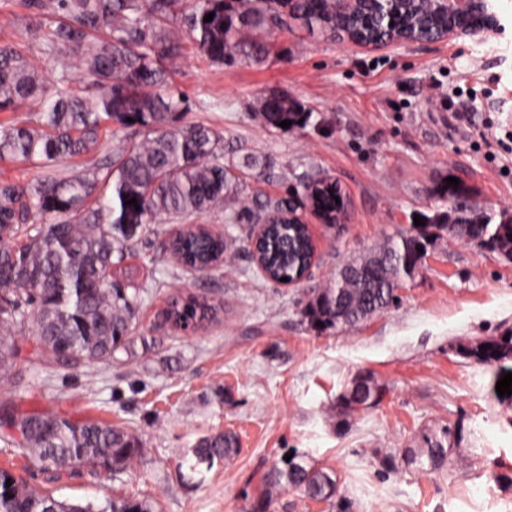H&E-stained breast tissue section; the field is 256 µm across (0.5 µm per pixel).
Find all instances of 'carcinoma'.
I'll return each mask as SVG.
<instances>
[{
  "label": "carcinoma",
  "mask_w": 512,
  "mask_h": 512,
  "mask_svg": "<svg viewBox=\"0 0 512 512\" xmlns=\"http://www.w3.org/2000/svg\"><path fill=\"white\" fill-rule=\"evenodd\" d=\"M42 53L53 63L54 87L41 69L16 47L0 44V112L25 101L39 105L28 124L0 127V159L38 161L45 166L90 153L102 124L121 129L144 128L146 137L129 140L118 150L104 176L102 163L92 161L66 177L48 174L33 183L0 182V370L15 357L16 332L27 322L35 326L36 346L63 363H97L128 350L133 341L134 313L145 290L106 279L121 264L145 226L162 216L182 217L222 208L239 201L247 189L244 170L263 173L269 157L247 154L242 164L224 162L241 147L201 125H180L186 100L167 92L172 80L169 63L180 57L183 34L214 64L242 59L263 61L265 47L249 32L283 26L288 19L332 34L340 27L336 0H39ZM213 19L204 21L209 13ZM347 26L362 36L387 37L384 23ZM76 60L71 65L70 60ZM83 81L89 89L74 87ZM277 128L300 127L310 114L279 92L254 106ZM137 200V205L125 201ZM278 221L266 228L262 263L268 280H294L309 267L313 244L303 224L288 223L284 200L257 199L231 213L236 223L260 224L274 211ZM54 222L34 225L35 218ZM416 233L390 237L368 252L345 261L329 284L312 292L301 314L318 333L353 328L394 306L395 289L419 270L423 249L447 237L477 246H492L512 256V219L499 223L483 217L469 226L446 213L424 217ZM31 230L18 248L5 244L20 229ZM187 262L207 266L223 260L227 244L201 228H190L174 240ZM211 307L189 297L171 300L169 319L201 324ZM490 348L470 352L491 366L512 358V333L488 342ZM378 388L356 380L345 394L346 405L377 400ZM20 438L9 445L45 470L75 469L92 460L112 463L121 471L139 453L140 443L123 426L73 420L30 412L19 418ZM237 437L219 433L200 439L191 449L190 469H211L230 458ZM427 458L436 469L448 462V449L437 442L410 448L407 462ZM11 485H6V482ZM270 486L301 492L317 502L339 498L336 479L304 458L293 455L267 475ZM154 512L140 500L118 498L108 508L61 502L50 492L38 493L8 472L0 471V512Z\"/></svg>",
  "instance_id": "cac0c4a2"
}]
</instances>
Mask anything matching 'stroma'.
I'll return each mask as SVG.
<instances>
[{"instance_id": "35a3bbf8", "label": "stroma", "mask_w": 512, "mask_h": 512, "mask_svg": "<svg viewBox=\"0 0 512 512\" xmlns=\"http://www.w3.org/2000/svg\"><path fill=\"white\" fill-rule=\"evenodd\" d=\"M496 8L505 29L484 41L362 48L292 20L255 31L268 47L263 62L224 66L186 43L172 87L186 99L184 123L273 159L249 179L251 194L293 195L309 173L340 186L346 216L330 226L305 213L317 253L310 276L291 287L262 276L248 253L251 225L230 224L225 213L148 225L112 270L114 280L151 287L135 312L133 356L65 364L37 351L29 325L0 380V419L44 412L121 425L139 438L138 456L119 474L100 466L57 474L0 444V469L62 501L251 512L272 467L297 453L335 474L350 512H512V394L496 392L512 359L486 366L462 354L512 331L511 259L441 238L388 312L323 334L300 313L346 259L413 231L414 216L448 212L447 178L481 212L512 216V0ZM38 13L34 0H5L0 43L38 57L28 30ZM273 91L300 102L309 123L288 132L268 125L254 105ZM489 123L503 140L491 149L480 138ZM198 224L237 236L233 266L190 272L165 251ZM190 295L217 314L184 332L164 311ZM360 378L380 396L347 407L343 396ZM225 431L237 436L236 453L192 472L189 449ZM436 441L447 465H406V449Z\"/></svg>"}]
</instances>
